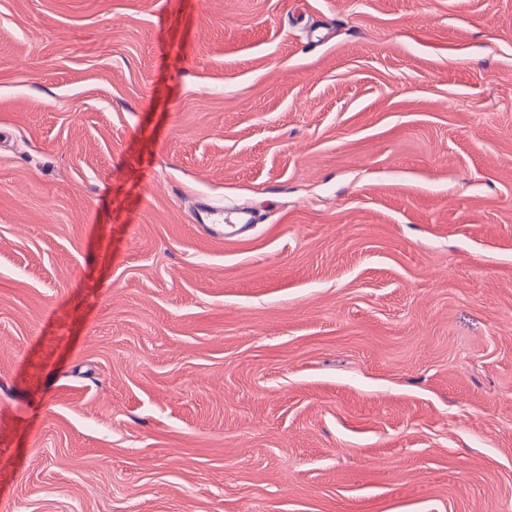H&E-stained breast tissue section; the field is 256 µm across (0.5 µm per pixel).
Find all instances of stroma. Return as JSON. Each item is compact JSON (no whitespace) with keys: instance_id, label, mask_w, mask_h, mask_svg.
I'll return each instance as SVG.
<instances>
[{"instance_id":"1","label":"stroma","mask_w":512,"mask_h":512,"mask_svg":"<svg viewBox=\"0 0 512 512\" xmlns=\"http://www.w3.org/2000/svg\"><path fill=\"white\" fill-rule=\"evenodd\" d=\"M0 512H512V0H0ZM195 220L210 234L220 236L243 235L254 227L251 212L245 208L227 212L223 207L204 206L196 211Z\"/></svg>"}]
</instances>
